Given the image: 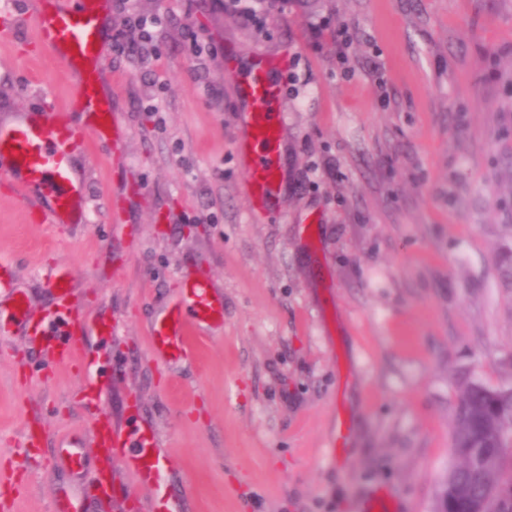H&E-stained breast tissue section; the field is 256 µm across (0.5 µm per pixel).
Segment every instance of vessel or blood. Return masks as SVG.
I'll return each mask as SVG.
<instances>
[{
	"mask_svg": "<svg viewBox=\"0 0 512 512\" xmlns=\"http://www.w3.org/2000/svg\"><path fill=\"white\" fill-rule=\"evenodd\" d=\"M109 0H50V8L41 12L36 22L39 46L55 54L66 69L77 75L73 100L91 119L78 127L57 110L43 117L20 119L9 127L0 126V174L6 175L15 192L31 198L30 218L41 224H84L88 221L82 203L84 186L79 180L75 160L77 152H92L91 134H105L112 121L111 110L100 91L103 73L102 31ZM274 58L262 59L239 93L240 112L245 132V149L250 162L245 181L251 191V205L260 209L272 205L278 196V157L283 143L285 114L278 107L282 88L269 77L278 68ZM47 286L55 310L53 319L59 336L51 355L63 363L80 364L84 358L76 340L79 316L72 302L74 282L64 265L52 270ZM0 291L12 300L9 311H0V331L27 328L42 334V324L33 320L26 295L14 291L10 267L0 264ZM224 318L223 306L214 299L212 285L200 279L185 284L182 303L157 318L150 329L153 349L168 351L178 357H192L198 352V330ZM95 440L105 452L122 457L126 468L139 482L156 483L161 477L162 459L150 429H142L135 442L137 451L125 455L128 442L123 430L110 420H98Z\"/></svg>",
	"mask_w": 512,
	"mask_h": 512,
	"instance_id": "b4317fda",
	"label": "vessel or blood"
}]
</instances>
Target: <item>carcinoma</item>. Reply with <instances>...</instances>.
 <instances>
[{"label":"carcinoma","mask_w":512,"mask_h":512,"mask_svg":"<svg viewBox=\"0 0 512 512\" xmlns=\"http://www.w3.org/2000/svg\"><path fill=\"white\" fill-rule=\"evenodd\" d=\"M481 448L499 454L495 479L512 489V390L496 391L470 383L461 392L451 421V451L456 464L443 475L436 495L435 512L454 508L448 499L452 488L464 484L481 495L483 482L468 461Z\"/></svg>","instance_id":"cac0c4a2"}]
</instances>
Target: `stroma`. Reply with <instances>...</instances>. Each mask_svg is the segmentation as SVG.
Here are the masks:
<instances>
[{"label": "stroma", "instance_id": "1", "mask_svg": "<svg viewBox=\"0 0 512 512\" xmlns=\"http://www.w3.org/2000/svg\"><path fill=\"white\" fill-rule=\"evenodd\" d=\"M41 9H0V124L50 103L84 120ZM138 15L161 19L145 42ZM102 55L119 134L78 160L88 223H31L0 179V261L39 319L46 270L71 269L86 350L58 364L0 333V498L50 512L69 435L89 484L105 415L150 425L164 469L140 484L113 461L119 499L88 512H150L162 489L173 512H361L377 489L434 512L461 390L512 388V0H279L261 26L224 0H110ZM261 55L288 62L287 129L280 199L254 215L236 86ZM202 275L223 324L196 357L154 351Z\"/></svg>", "mask_w": 512, "mask_h": 512}]
</instances>
